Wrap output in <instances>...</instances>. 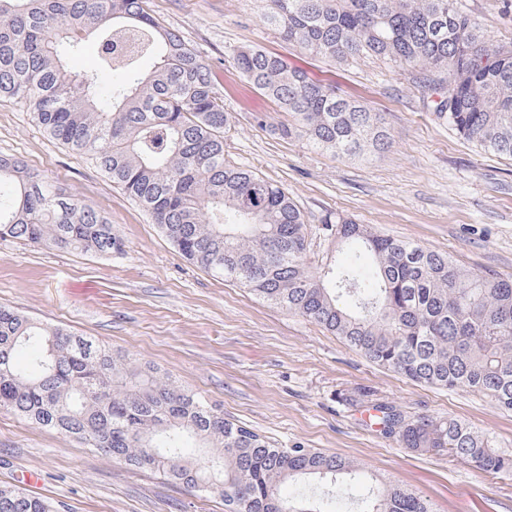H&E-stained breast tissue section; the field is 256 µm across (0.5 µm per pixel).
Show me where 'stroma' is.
<instances>
[{"label": "stroma", "mask_w": 512, "mask_h": 512, "mask_svg": "<svg viewBox=\"0 0 512 512\" xmlns=\"http://www.w3.org/2000/svg\"><path fill=\"white\" fill-rule=\"evenodd\" d=\"M495 44L512 43V0H458ZM214 65L233 128L228 157L283 186L311 231L315 270L336 254L319 233L329 213L377 233L447 252L468 269L512 279V158L481 152L432 112L411 68L376 58L332 64L284 42L265 22L264 0H148ZM258 45L383 115L391 148L369 161L271 138L256 122L285 115L241 76L235 51ZM17 156L59 191L101 212L122 252L37 248L0 240V305L149 362L225 418L279 448L336 453L407 485L435 512H512V475L492 477L448 455L420 454L380 433L355 392L411 417L454 418L512 453V412L488 397L414 383L381 368L319 325L267 304L246 288L188 263L120 189L83 157L50 141L27 107L0 103V156ZM56 512H225L221 498L188 492L128 468L52 430L0 411V485L24 486Z\"/></svg>", "instance_id": "35a3bbf8"}]
</instances>
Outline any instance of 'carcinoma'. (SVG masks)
Here are the masks:
<instances>
[{
    "mask_svg": "<svg viewBox=\"0 0 512 512\" xmlns=\"http://www.w3.org/2000/svg\"><path fill=\"white\" fill-rule=\"evenodd\" d=\"M286 41L343 63L361 55L424 75L436 118L486 153L512 158V45L490 43L458 0H266ZM127 78L103 89L67 58L85 38ZM152 61L147 72L140 63ZM241 74L291 120L269 126L341 158L392 146L381 115L290 68L273 51L241 48ZM32 108L48 136L95 163L190 263L323 326L378 365L429 386L482 393L512 411V280L460 267L448 254L325 215L323 236L368 257L318 274L307 263L304 215L278 184L230 161L212 67L147 0H0V101ZM110 256L123 243L84 202L62 196L17 157L0 156V240ZM0 410L87 448L224 499L228 512H326L281 487L304 478L363 482L357 512H433L405 486L366 477L355 461L299 445L278 448L224 418L158 369L0 306ZM381 434L418 453H448L491 475L512 454L461 422L410 417L378 403ZM0 512H55L0 486Z\"/></svg>",
    "mask_w": 512,
    "mask_h": 512,
    "instance_id": "obj_1",
    "label": "carcinoma"
}]
</instances>
